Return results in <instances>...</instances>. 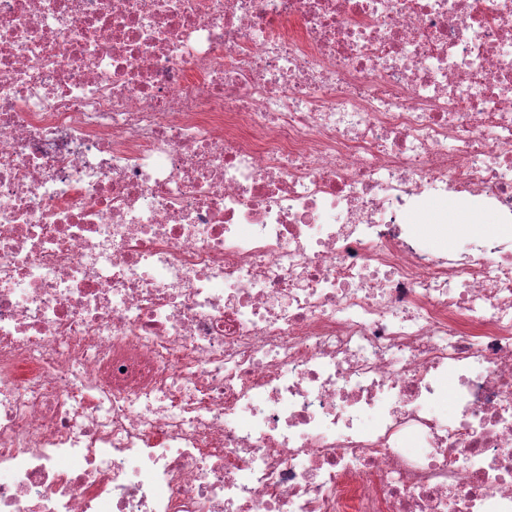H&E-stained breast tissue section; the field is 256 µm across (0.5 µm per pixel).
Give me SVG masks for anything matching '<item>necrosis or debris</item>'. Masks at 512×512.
<instances>
[{"instance_id": "1", "label": "necrosis or debris", "mask_w": 512, "mask_h": 512, "mask_svg": "<svg viewBox=\"0 0 512 512\" xmlns=\"http://www.w3.org/2000/svg\"><path fill=\"white\" fill-rule=\"evenodd\" d=\"M0 512H512V0H0Z\"/></svg>"}]
</instances>
